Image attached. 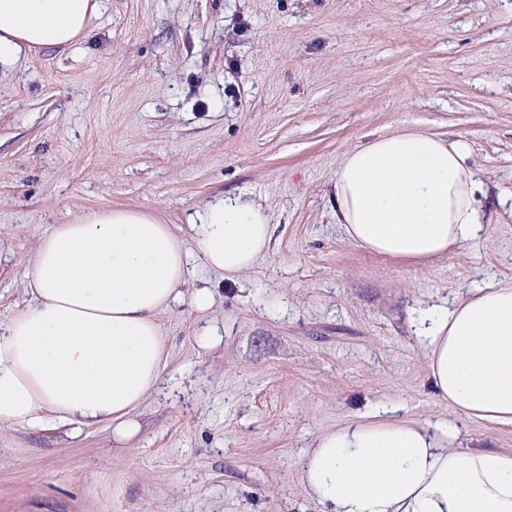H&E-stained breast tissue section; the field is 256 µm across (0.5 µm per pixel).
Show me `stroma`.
Wrapping results in <instances>:
<instances>
[{
	"label": "stroma",
	"mask_w": 512,
	"mask_h": 512,
	"mask_svg": "<svg viewBox=\"0 0 512 512\" xmlns=\"http://www.w3.org/2000/svg\"><path fill=\"white\" fill-rule=\"evenodd\" d=\"M400 126L465 139L483 182L484 235L425 267L352 244L329 201L344 152ZM239 190L271 249L236 281L181 285L136 437L1 427L0 512H323L307 448L386 405L512 452V425L435 395L409 324L512 282V0H103L84 39L0 72V322L54 225L136 208L187 242L189 213ZM208 321L224 335L204 348Z\"/></svg>",
	"instance_id": "35a3bbf8"
}]
</instances>
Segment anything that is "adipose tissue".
Listing matches in <instances>:
<instances>
[{
    "label": "adipose tissue",
    "instance_id": "1",
    "mask_svg": "<svg viewBox=\"0 0 512 512\" xmlns=\"http://www.w3.org/2000/svg\"><path fill=\"white\" fill-rule=\"evenodd\" d=\"M99 0H0V67L73 45ZM348 240L422 266L480 237L478 171L464 139L402 127L347 150L332 186ZM191 244L153 214L92 212L55 225L24 276L25 309L0 322V427L112 425L132 414L169 354L158 321L181 296L192 259L232 278L269 249L270 215L246 192L212 197L190 215ZM428 379L458 414L512 425V285L478 288L452 307L420 310ZM447 425L391 412L320 433L301 480L327 512H512V452L450 446Z\"/></svg>",
    "mask_w": 512,
    "mask_h": 512
}]
</instances>
